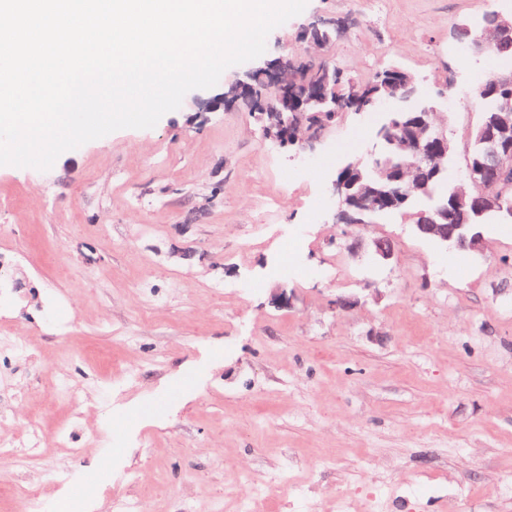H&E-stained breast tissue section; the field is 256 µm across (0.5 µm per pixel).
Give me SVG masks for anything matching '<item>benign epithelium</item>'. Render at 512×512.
Returning a JSON list of instances; mask_svg holds the SVG:
<instances>
[{
    "label": "benign epithelium",
    "instance_id": "benign-epithelium-1",
    "mask_svg": "<svg viewBox=\"0 0 512 512\" xmlns=\"http://www.w3.org/2000/svg\"><path fill=\"white\" fill-rule=\"evenodd\" d=\"M334 18L318 17L303 27V42L320 44L315 32L334 27ZM466 37L459 39L463 48L472 55L486 49L512 47V17L497 12L485 14L482 23H464L460 26ZM292 63L283 54L264 65L245 71L240 77L223 87L222 93L205 103L212 112L228 102L247 103L266 115L265 131L284 148L306 149L323 135L310 114L313 102L328 101L334 77L325 75L310 87L305 97L293 98ZM262 77L277 91L279 105L266 104L255 99L253 81ZM402 93L372 97L360 90L353 91L354 112H372L391 100H408L417 93L414 76L406 70L398 73ZM492 85L502 91L499 112L485 119L468 133L464 149V176L472 187L466 192L456 188L432 209L417 213L414 233L423 239L457 248L464 252H483L484 235L479 224H450L448 213L461 198L469 196L474 212L482 215L503 210V196L512 186V71L492 75ZM407 121L400 127L384 124L377 131V142L370 159L354 158L339 171L334 191L341 201V216L349 224H360V217L396 210L405 206L418 194L428 193L429 183L444 173V167L431 163V157L450 159L456 154L455 142L448 138V130L432 121L435 115L426 106L406 109ZM373 253L382 260L394 255V244L388 238L371 240Z\"/></svg>",
    "mask_w": 512,
    "mask_h": 512
}]
</instances>
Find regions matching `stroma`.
<instances>
[{
	"label": "stroma",
	"instance_id": "obj_1",
	"mask_svg": "<svg viewBox=\"0 0 512 512\" xmlns=\"http://www.w3.org/2000/svg\"><path fill=\"white\" fill-rule=\"evenodd\" d=\"M504 0H308L268 35L264 60L332 57L351 77L412 72L465 145L486 55L455 39ZM347 21L328 47L300 42L313 15ZM207 89L150 129H121L53 167L0 165V252L29 295L0 323L15 443L40 418V457L0 459V491H47V512L86 497L112 512L128 489L144 512H512V224L482 256L417 237L415 208L354 227L333 188L374 113L346 114L313 148L284 151ZM391 238L394 257L354 260L350 233ZM352 307L340 310L338 297ZM80 387L54 397V375ZM120 443H113V429Z\"/></svg>",
	"mask_w": 512,
	"mask_h": 512
}]
</instances>
